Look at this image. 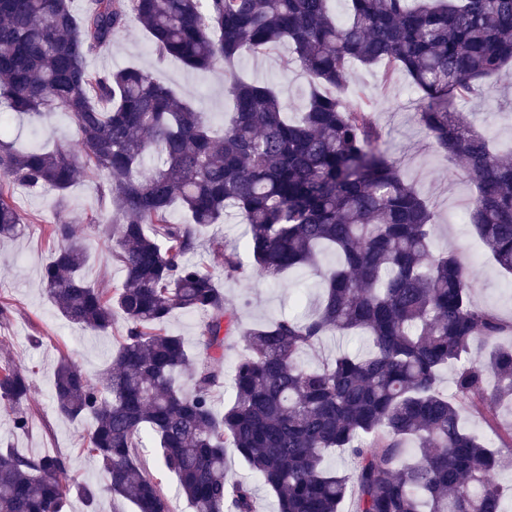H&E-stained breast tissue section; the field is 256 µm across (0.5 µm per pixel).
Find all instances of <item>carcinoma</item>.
Here are the masks:
<instances>
[{
    "label": "carcinoma",
    "instance_id": "1",
    "mask_svg": "<svg viewBox=\"0 0 512 512\" xmlns=\"http://www.w3.org/2000/svg\"><path fill=\"white\" fill-rule=\"evenodd\" d=\"M329 0H0V109L46 120L68 115L82 155L15 147L0 134V177L55 194L60 208L81 173L104 174L100 200L124 280L106 295L87 281V249L71 224L49 225L57 247L42 270L48 300L68 322L105 331L120 318L109 368L92 381L63 360L54 375L59 415L91 422L88 451L112 497L135 512H173L143 462L177 476L194 512H256L250 483L232 480L226 452L273 493V512H504L512 483V343L472 357L512 322L473 301L452 251L436 252L435 212L381 149L382 132L361 93L342 89L354 64L398 72L419 94L415 118L436 149L463 163L474 188L467 220L495 267L512 277V147L500 148L451 107L512 65V0H347L344 21ZM134 18L150 52L207 72L288 45L309 83L288 117L274 86L227 73L232 112L217 130L190 101L130 65L97 72L89 59ZM158 165L146 172L145 157ZM188 216L170 219L174 206ZM239 215L245 263L222 238L209 241L226 280H283L310 267L320 277L317 312L282 317L245 334L231 368L233 402L213 403L224 383V336L236 322L214 274L191 260L202 233ZM27 229L0 186V238ZM336 263H321L322 251ZM207 316L196 348L169 328L177 313ZM362 345L312 365L327 336ZM453 369L451 392L442 374ZM495 384H490V380ZM30 372L0 365V402L24 430ZM477 409L495 440L467 430ZM352 461L339 473L325 464ZM60 452L0 448V512H67L70 494L96 512L103 488L65 486Z\"/></svg>",
    "mask_w": 512,
    "mask_h": 512
}]
</instances>
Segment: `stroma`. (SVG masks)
Listing matches in <instances>:
<instances>
[{
	"mask_svg": "<svg viewBox=\"0 0 512 512\" xmlns=\"http://www.w3.org/2000/svg\"><path fill=\"white\" fill-rule=\"evenodd\" d=\"M287 48L262 57L245 56L237 62L243 77L273 85L289 111H300L307 98L308 81L298 65H283ZM139 65L154 77L190 98L207 112L215 127H222L231 102L224 96L225 74H207L186 69L179 61L157 60L148 47L140 25L128 22L125 28L92 59L99 72ZM373 99L375 119L381 127L389 155L398 161L404 178L430 201L440 227L436 249H451L471 273L472 297L478 305L493 309L502 319L512 320V283L488 260L484 245L466 220L472 187L463 174L461 162L444 158L431 144L415 120L417 95L407 75L384 82L378 67L353 66L347 75L343 96L348 103L360 93ZM454 108L470 113L475 128L501 144L512 142V68L489 81L478 95L458 100ZM23 138L38 134L41 141L79 152L73 125L64 113L49 123L21 120ZM103 177L81 174L70 190L67 211L55 209V198L45 191L16 189L17 206L30 229L14 240L0 242V301L10 302L12 313L0 323V360L6 359L32 373L29 397L30 423L26 430H15L11 417L0 408V445H12L23 453L59 451L69 459L63 483L90 480L102 482L99 464L86 450L89 421H69L60 417L52 399L54 371L61 359H69L90 378H98L111 360L115 338L123 322L111 329L91 331L62 319L43 289L41 271L55 248L46 227L58 222L72 224L84 236L88 251L85 277L103 290L119 285L124 273L108 259L110 245L89 232L90 219L108 221L111 212L99 201ZM228 304L237 311L235 334L225 352L226 362L242 353V334L253 325L282 316L304 317L311 313L317 293V278L307 269L297 270L289 281L273 284L252 277L220 283Z\"/></svg>",
	"mask_w": 512,
	"mask_h": 512,
	"instance_id": "1",
	"label": "stroma"
}]
</instances>
